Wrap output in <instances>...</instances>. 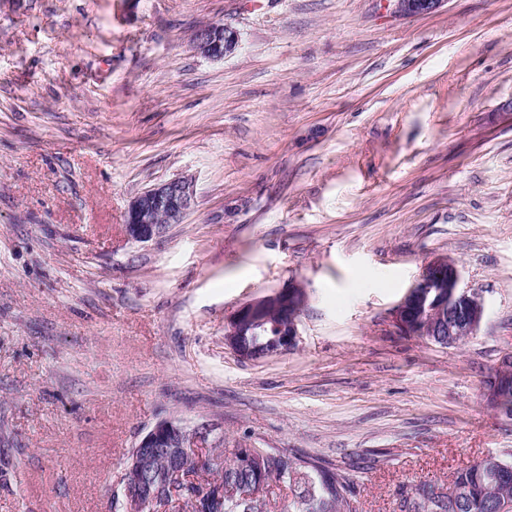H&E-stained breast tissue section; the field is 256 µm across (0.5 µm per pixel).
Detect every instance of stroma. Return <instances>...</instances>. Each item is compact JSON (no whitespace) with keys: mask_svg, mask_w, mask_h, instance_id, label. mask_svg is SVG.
<instances>
[{"mask_svg":"<svg viewBox=\"0 0 512 512\" xmlns=\"http://www.w3.org/2000/svg\"><path fill=\"white\" fill-rule=\"evenodd\" d=\"M235 29L215 60L201 25ZM191 178L137 243L130 201ZM447 255L485 314L446 349L391 311ZM297 280L289 352L224 345ZM512 0H0V512H109L139 435L211 420L321 458L359 512L512 454ZM394 8L405 15H424L437 10L445 0H392ZM192 44L197 52L207 58L223 59L235 53L239 46V35L227 25L209 24L196 30ZM194 205L191 179L178 177L150 187L129 203L125 221L127 236L135 242L152 241L171 224L183 223ZM512 363V356H508L505 359H503L501 366L499 370L492 376V379L487 381V387L492 382L494 385L493 388H489L486 390L485 397L487 405L496 412L506 415L507 410L505 408V401L506 399L500 395L497 394V387L499 385H508L512 383V374L510 373L509 364Z\"/></svg>","mask_w":512,"mask_h":512,"instance_id":"1","label":"stroma"}]
</instances>
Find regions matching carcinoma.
Here are the masks:
<instances>
[{"instance_id": "1", "label": "carcinoma", "mask_w": 512, "mask_h": 512, "mask_svg": "<svg viewBox=\"0 0 512 512\" xmlns=\"http://www.w3.org/2000/svg\"><path fill=\"white\" fill-rule=\"evenodd\" d=\"M251 451L263 461V468L246 467L234 458L227 460L220 450L203 466H190L196 476L192 481L185 479L183 473H169L167 458L158 456L156 469L166 475L158 487L159 497H168L169 487L175 485L181 490L187 512H271L262 509L258 498L242 501L228 495L225 486L243 483L256 492H264L261 480L275 477L288 488V503L282 504L281 512H358L354 488L335 467L286 449L274 456L272 449L257 441ZM494 459L501 465L479 460L457 471L454 483L461 494L454 499L439 492L437 482L416 484L407 512H512V455H496Z\"/></svg>"}]
</instances>
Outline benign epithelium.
Masks as SVG:
<instances>
[{
  "label": "benign epithelium",
  "mask_w": 512,
  "mask_h": 512,
  "mask_svg": "<svg viewBox=\"0 0 512 512\" xmlns=\"http://www.w3.org/2000/svg\"><path fill=\"white\" fill-rule=\"evenodd\" d=\"M394 8L405 15H424L437 10L446 0H392ZM197 52L210 59H223L235 53L239 46L238 32L231 27L215 23L198 28L192 37ZM195 205L192 180L178 177L150 187L136 196L126 213L125 230L130 240L140 243L160 237L172 224H181ZM305 304L301 285L293 280L270 292L256 296L239 305L228 318L224 329V345L239 358L258 360L254 349L259 331L263 330L268 314L280 316L278 350L291 351L299 338V317ZM482 296L461 287L457 262L448 256L429 261L424 270L395 306L392 318L396 327L407 335L437 336L439 345L452 348L456 338L477 335L484 318ZM512 356L503 359L499 370L492 376L493 387L486 390L487 405L505 415V398L496 387L512 383ZM216 425L210 422H191L185 418L165 417L157 420L137 440L138 452L132 459V468L141 479L123 489L124 512H141L142 500L155 493L160 481L154 470V459L166 453L176 465L194 462L207 463L210 456L196 452Z\"/></svg>",
  "instance_id": "1"
}]
</instances>
